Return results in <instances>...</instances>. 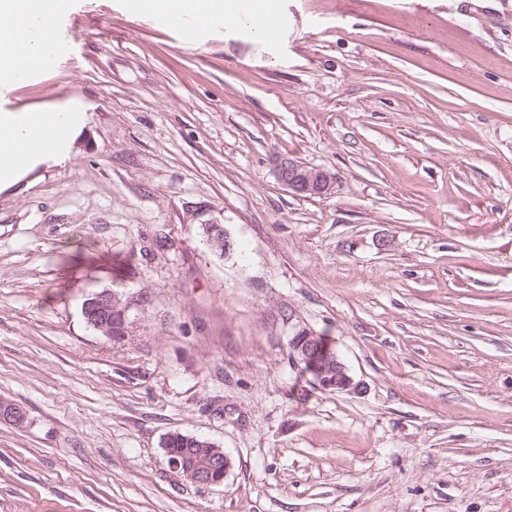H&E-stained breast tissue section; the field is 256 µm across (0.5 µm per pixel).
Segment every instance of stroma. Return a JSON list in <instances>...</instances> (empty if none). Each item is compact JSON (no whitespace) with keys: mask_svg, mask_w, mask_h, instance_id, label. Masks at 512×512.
Returning <instances> with one entry per match:
<instances>
[{"mask_svg":"<svg viewBox=\"0 0 512 512\" xmlns=\"http://www.w3.org/2000/svg\"><path fill=\"white\" fill-rule=\"evenodd\" d=\"M0 111L83 138L0 192V512H512V0H278V35L66 0ZM291 158L337 178L301 198ZM223 225L219 256L204 227ZM110 290L128 333L89 327ZM307 328L362 392L289 358ZM181 432L231 462L173 472ZM173 434L178 435L171 438L165 447L170 468L195 483L202 485L223 484L224 477L231 465L223 449L212 447L209 453L191 454L197 452V448H208L206 444H209V442L181 433ZM185 437H190L195 441H187ZM168 448L176 453L169 452Z\"/></svg>","mask_w":512,"mask_h":512,"instance_id":"stroma-1","label":"stroma"}]
</instances>
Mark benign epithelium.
<instances>
[{
	"mask_svg": "<svg viewBox=\"0 0 512 512\" xmlns=\"http://www.w3.org/2000/svg\"><path fill=\"white\" fill-rule=\"evenodd\" d=\"M278 181L297 197H325L335 192L336 175L299 161L285 158L276 162ZM205 241L209 248L229 253L231 242L220 224L205 225ZM128 305L119 295L103 290L87 298L82 305V315L88 326L108 336L117 331L125 335ZM293 364L311 373L322 389L327 391L359 393L363 383L351 375L338 352L309 329H299L290 343ZM25 412L18 406L1 401L0 420L21 425ZM170 468L187 479L202 485H220L230 469V460L221 448L208 453L177 454L166 452Z\"/></svg>",
	"mask_w": 512,
	"mask_h": 512,
	"instance_id": "1",
	"label": "benign epithelium"
}]
</instances>
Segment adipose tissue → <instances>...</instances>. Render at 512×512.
<instances>
[{
  "mask_svg": "<svg viewBox=\"0 0 512 512\" xmlns=\"http://www.w3.org/2000/svg\"><path fill=\"white\" fill-rule=\"evenodd\" d=\"M220 22L251 25L248 0H196L184 28L191 36ZM59 37L56 23L45 16L44 0H0V71L25 79L43 58L47 39ZM85 125L81 112H0V190L39 164L69 160Z\"/></svg>",
  "mask_w": 512,
  "mask_h": 512,
  "instance_id": "obj_1",
  "label": "adipose tissue"
}]
</instances>
